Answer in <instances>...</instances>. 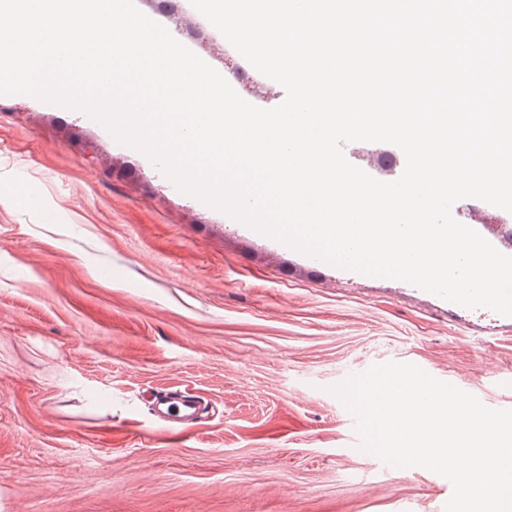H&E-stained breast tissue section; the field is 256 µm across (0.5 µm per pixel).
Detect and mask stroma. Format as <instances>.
<instances>
[{"instance_id": "obj_1", "label": "stroma", "mask_w": 512, "mask_h": 512, "mask_svg": "<svg viewBox=\"0 0 512 512\" xmlns=\"http://www.w3.org/2000/svg\"><path fill=\"white\" fill-rule=\"evenodd\" d=\"M164 26L224 70L187 9ZM387 362L512 409L511 317L303 261L85 113L0 95V512H434L432 471L349 451L332 389ZM163 405L164 407H158L156 412L173 425L182 424L184 421L191 419L196 412L195 404L190 399H182Z\"/></svg>"}]
</instances>
